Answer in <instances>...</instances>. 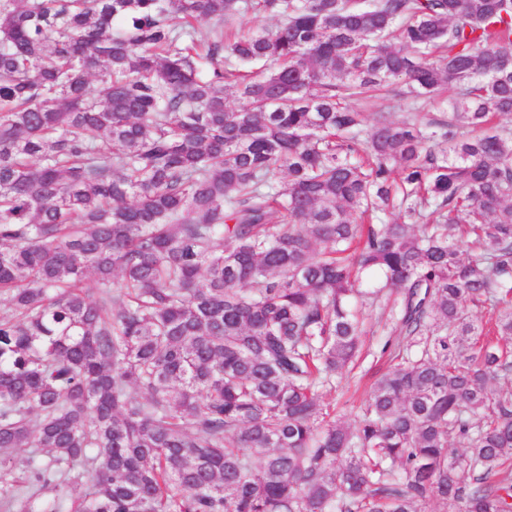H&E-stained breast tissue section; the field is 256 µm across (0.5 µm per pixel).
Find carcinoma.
I'll return each instance as SVG.
<instances>
[{
  "mask_svg": "<svg viewBox=\"0 0 512 512\" xmlns=\"http://www.w3.org/2000/svg\"><path fill=\"white\" fill-rule=\"evenodd\" d=\"M502 115L512 0H0V512H512ZM394 119H401L407 112L419 113V119L426 122L430 115L442 112L439 104L432 98H420L417 100H402L398 103L396 108L392 111ZM388 308L377 305L363 311L365 335L362 336V355L354 368L336 376L330 386L320 390L324 404L335 408L336 415L348 423H354L361 415L360 400L370 390L387 365V354L382 348L387 340L397 334L395 321L388 315Z\"/></svg>",
  "mask_w": 512,
  "mask_h": 512,
  "instance_id": "1",
  "label": "carcinoma"
}]
</instances>
